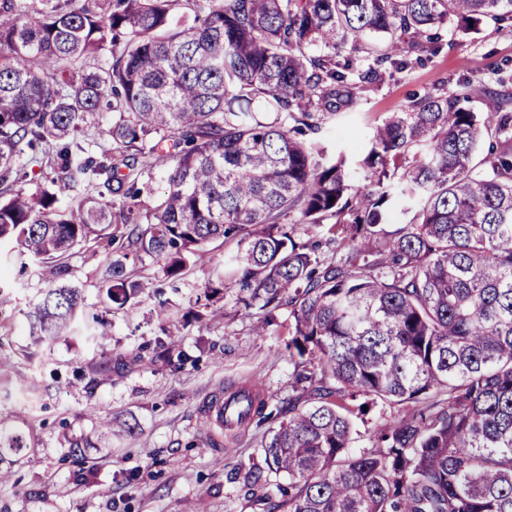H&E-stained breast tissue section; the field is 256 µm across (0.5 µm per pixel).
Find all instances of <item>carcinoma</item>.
<instances>
[{"label":"carcinoma","mask_w":512,"mask_h":512,"mask_svg":"<svg viewBox=\"0 0 512 512\" xmlns=\"http://www.w3.org/2000/svg\"><path fill=\"white\" fill-rule=\"evenodd\" d=\"M41 2L0 0V241L61 261L130 224L176 293L189 256L241 237L193 319L220 314L210 301L229 285L244 311H265L261 329L288 306L295 396L263 448L288 487L264 492L265 512H512V106H467L473 86L504 77L427 92L356 157L319 139L336 101L436 54L451 21L512 22V0ZM375 34L387 48L367 67L336 59ZM109 97L110 148L95 156L79 136ZM45 160L87 197L25 192ZM155 169L167 186L145 208ZM353 172L370 189L351 194ZM397 201L409 219L388 231ZM300 230L347 258L325 262ZM109 282L121 306L146 288L120 261ZM81 309L78 288L48 290L34 341L70 332ZM232 400L237 427L274 419L256 394ZM392 403L403 414L354 448L355 422Z\"/></svg>","instance_id":"cac0c4a2"}]
</instances>
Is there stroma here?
Here are the masks:
<instances>
[{
    "label": "stroma",
    "mask_w": 512,
    "mask_h": 512,
    "mask_svg": "<svg viewBox=\"0 0 512 512\" xmlns=\"http://www.w3.org/2000/svg\"><path fill=\"white\" fill-rule=\"evenodd\" d=\"M502 68L494 92L512 97V27L444 31L441 50L422 64L358 90L322 139L331 151L357 153L360 137L408 106L414 95L458 89L460 78ZM240 249L235 238L208 242L183 271L166 319L156 310L170 284L164 262L127 241L115 224L76 246L64 266L23 261L14 243L0 244V436L19 437L20 452L0 451V512H259L237 463L264 462L267 426L213 439L204 404L260 380L270 408L287 404L294 365L288 309L264 332L261 309L243 314L237 291L216 299L223 319L190 321L202 310L207 281ZM123 261L146 290L135 305L112 306L103 272ZM82 289L80 316L94 339L61 337L47 344L30 335L28 313L48 288ZM176 335L185 361L156 357V339Z\"/></svg>",
    "instance_id": "35a3bbf8"
}]
</instances>
